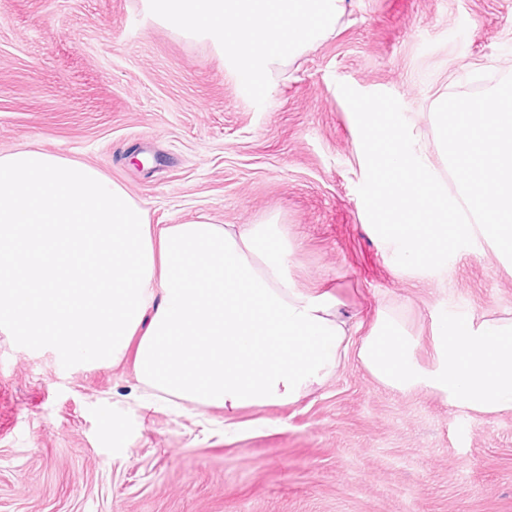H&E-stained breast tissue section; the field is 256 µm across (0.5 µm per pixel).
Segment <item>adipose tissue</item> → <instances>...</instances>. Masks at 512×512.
Here are the masks:
<instances>
[{
    "label": "adipose tissue",
    "mask_w": 512,
    "mask_h": 512,
    "mask_svg": "<svg viewBox=\"0 0 512 512\" xmlns=\"http://www.w3.org/2000/svg\"><path fill=\"white\" fill-rule=\"evenodd\" d=\"M341 0H150L157 20L202 33L233 58L275 65L318 42ZM274 223L152 224L96 169L24 149L0 155V327L77 363L133 351L145 402L167 396L231 413L291 404L330 381L351 328L332 294L299 288ZM432 356L389 312L357 350L384 386L448 406L512 410V320L431 317Z\"/></svg>",
    "instance_id": "adipose-tissue-1"
}]
</instances>
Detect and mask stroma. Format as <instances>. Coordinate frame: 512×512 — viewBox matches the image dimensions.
Wrapping results in <instances>:
<instances>
[{
    "label": "stroma",
    "mask_w": 512,
    "mask_h": 512,
    "mask_svg": "<svg viewBox=\"0 0 512 512\" xmlns=\"http://www.w3.org/2000/svg\"><path fill=\"white\" fill-rule=\"evenodd\" d=\"M512 75V0H343L333 31L240 83L208 38L147 0H0V154L98 170L153 224L276 220L299 287L353 327L337 375L289 405L144 412L132 354L72 362L0 329V512H512V411L389 389L357 348L393 311L429 360L434 312L512 319L495 245L402 272L358 194V133L338 85L386 92L444 168L439 100ZM125 418L113 435V415Z\"/></svg>",
    "instance_id": "35a3bbf8"
}]
</instances>
